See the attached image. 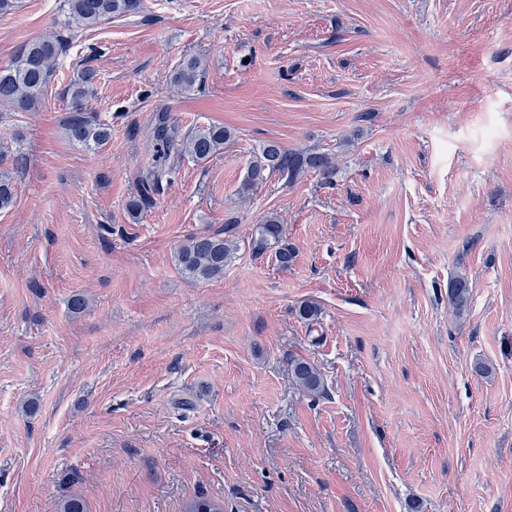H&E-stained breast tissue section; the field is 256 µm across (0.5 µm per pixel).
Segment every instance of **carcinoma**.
<instances>
[{
	"mask_svg": "<svg viewBox=\"0 0 512 512\" xmlns=\"http://www.w3.org/2000/svg\"><path fill=\"white\" fill-rule=\"evenodd\" d=\"M142 0H62L61 19L46 35L23 44L11 63L0 68V102H6L17 112H30L45 104L54 65L66 54L71 32L76 29H93L116 17L141 11ZM205 69L203 60L191 57L176 69L173 79L186 91L196 88ZM96 74L84 69L66 90L68 112L64 126L68 138L87 149L95 150L108 143L111 127L99 119L93 107ZM156 138L162 143L163 152H174L178 158L188 157L195 162H205L224 151V144L234 138V133L222 126L212 125L187 136L177 143L164 126L156 129ZM9 146L0 144V211L10 209L15 202L14 172L8 166ZM307 169L319 173L331 182L334 166L322 153L306 155L284 149L278 143H266L261 153L253 159L246 171L243 189L249 191L279 173L292 182ZM284 228L279 216L268 213L256 226L252 242L254 251L262 253L275 249V260L283 268L288 267L293 253L282 245ZM237 242L218 234L193 235L181 244L174 254L177 268L196 280L209 281L224 276V269L231 264L237 253ZM471 301L468 280L454 276L448 283V304L458 318L466 316ZM298 315L310 328L320 325L321 309L313 301H305L298 308ZM292 377L305 392L316 395L324 391V380L317 368L302 357L288 361Z\"/></svg>",
	"mask_w": 512,
	"mask_h": 512,
	"instance_id": "carcinoma-1",
	"label": "carcinoma"
}]
</instances>
